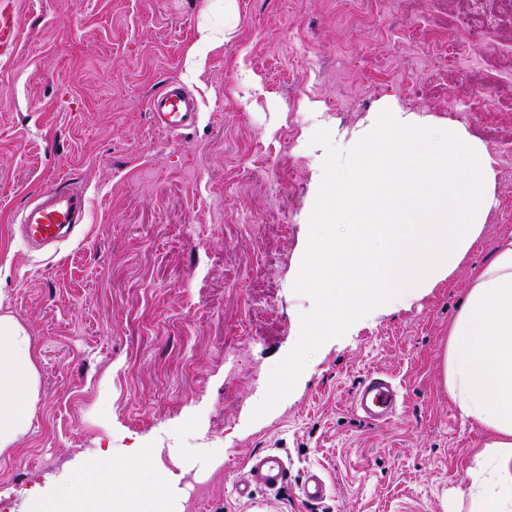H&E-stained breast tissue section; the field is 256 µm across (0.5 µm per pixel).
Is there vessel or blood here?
Here are the masks:
<instances>
[{"mask_svg":"<svg viewBox=\"0 0 512 512\" xmlns=\"http://www.w3.org/2000/svg\"><path fill=\"white\" fill-rule=\"evenodd\" d=\"M155 127L178 133L194 126L197 102L181 83H166L153 95L148 104ZM86 200L83 194L66 186H55L29 202L22 211L21 224L28 243L35 246L57 244L68 238L75 228L85 222ZM399 405V392L392 382L379 373H372L356 390L352 406L369 421L394 416ZM288 476V462L276 451L251 455L247 470L237 481L235 491L240 499L251 500L257 490H275ZM302 499L311 505L321 503L327 496V483L317 471L307 472L301 487Z\"/></svg>","mask_w":512,"mask_h":512,"instance_id":"obj_1","label":"vessel or blood"}]
</instances>
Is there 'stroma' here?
<instances>
[{"mask_svg": "<svg viewBox=\"0 0 512 512\" xmlns=\"http://www.w3.org/2000/svg\"><path fill=\"white\" fill-rule=\"evenodd\" d=\"M483 11L503 42L497 0H10L0 14V311L33 338L38 402L18 447L0 453V496L23 512L102 450L122 461L154 449L150 468L186 512H448L469 481L480 432L444 383L448 324L473 268L512 235V112L487 126L457 104L512 102V83L474 84L477 53L445 62L452 20ZM170 81L198 102L192 129L165 133L148 102ZM397 107L433 127L455 124L495 161L496 204L480 240L445 282L373 312L308 360L294 389L250 414L313 301L293 282L325 154L316 129L344 147L373 113ZM293 176L278 180L273 159ZM70 185L85 224L52 250L19 232L23 206ZM293 201L267 224L264 200ZM277 257L265 289L248 278ZM253 319L250 364L224 369V328ZM390 375L405 402L369 423L352 408L359 383ZM288 459L287 484L237 498L250 455ZM309 469L329 494L300 498Z\"/></svg>", "mask_w": 512, "mask_h": 512, "instance_id": "35a3bbf8", "label": "stroma"}]
</instances>
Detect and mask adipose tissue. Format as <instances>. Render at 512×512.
Here are the masks:
<instances>
[{
  "mask_svg": "<svg viewBox=\"0 0 512 512\" xmlns=\"http://www.w3.org/2000/svg\"><path fill=\"white\" fill-rule=\"evenodd\" d=\"M444 377L448 395L481 433L470 453L467 488L455 489L466 512H512V235L502 237L493 260L474 268L466 299L448 329ZM36 353L26 326L0 315V452L28 433L36 412ZM155 451L134 458L137 479L125 463L103 453L86 474L50 495L34 497L27 512H83L87 500H105L113 483L124 486L131 512H163L165 497L147 477Z\"/></svg>",
  "mask_w": 512,
  "mask_h": 512,
  "instance_id": "adipose-tissue-1",
  "label": "adipose tissue"
}]
</instances>
